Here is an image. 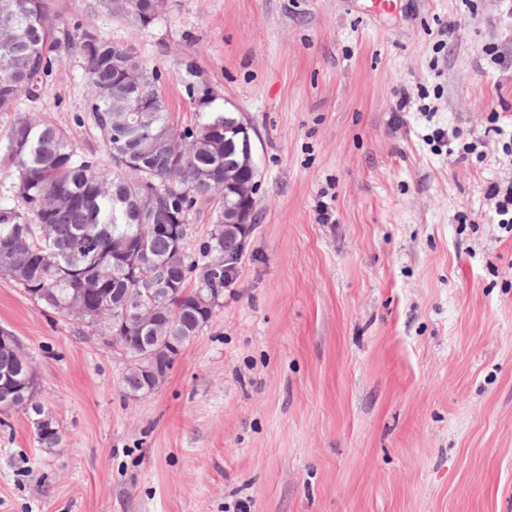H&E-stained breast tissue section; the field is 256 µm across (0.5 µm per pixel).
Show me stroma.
Listing matches in <instances>:
<instances>
[{
    "mask_svg": "<svg viewBox=\"0 0 512 512\" xmlns=\"http://www.w3.org/2000/svg\"><path fill=\"white\" fill-rule=\"evenodd\" d=\"M97 27L160 69L173 122L207 87L255 129L256 226L137 400L117 350L0 279L61 436L0 414V512H512V233L487 198L512 176V0H166ZM88 89L73 57L17 112L100 155Z\"/></svg>",
    "mask_w": 512,
    "mask_h": 512,
    "instance_id": "1",
    "label": "stroma"
}]
</instances>
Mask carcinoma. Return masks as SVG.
<instances>
[{
	"instance_id": "carcinoma-1",
	"label": "carcinoma",
	"mask_w": 512,
	"mask_h": 512,
	"mask_svg": "<svg viewBox=\"0 0 512 512\" xmlns=\"http://www.w3.org/2000/svg\"><path fill=\"white\" fill-rule=\"evenodd\" d=\"M157 0H86L85 22L61 26L50 0H0V111L38 98L54 66L78 57L90 80L85 116L105 146L82 151L50 117L17 116L0 143V277L37 306L96 330L102 342L134 357L143 347L167 353V367L216 315L224 288V256L242 262L240 235L224 230V205L236 196L212 193L224 167L242 159L238 137L224 141L233 112H197L177 127L158 92L162 73L132 49L95 28L100 17L150 27L161 16ZM211 204V229L195 252L182 229L201 202ZM153 298L144 296L145 289ZM140 299L159 323L129 313L127 336L110 339L112 319L126 301ZM25 383L24 400L10 384ZM42 408L31 357L20 340L0 329V413ZM60 441L53 419L40 443Z\"/></svg>"
}]
</instances>
